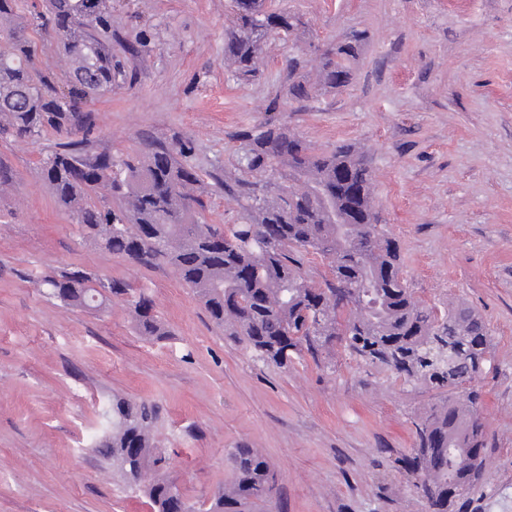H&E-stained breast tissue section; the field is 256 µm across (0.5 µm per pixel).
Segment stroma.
<instances>
[{"label": "stroma", "instance_id": "35a3bbf8", "mask_svg": "<svg viewBox=\"0 0 512 512\" xmlns=\"http://www.w3.org/2000/svg\"><path fill=\"white\" fill-rule=\"evenodd\" d=\"M291 4L309 23L300 45L367 36L349 89L318 91L301 112L285 100L269 107L287 82L279 40L265 42L256 78L225 73L230 0H115L112 51L133 80L92 104L89 150L117 156L143 131L180 134L208 174L239 131L264 122L318 150L361 148L414 297L465 301L490 329V360L473 382L490 443L477 506L512 512V0ZM54 142L0 141L16 174L0 194V512H153L90 447L116 394L162 405L170 473L192 500L228 479L226 452L246 443L275 472L270 512H426L398 460L435 393L341 351L332 371L308 358L285 369L254 361L170 268L83 239L41 176ZM52 268L145 290L169 338L138 336L120 297L102 312L46 300L37 280Z\"/></svg>", "mask_w": 512, "mask_h": 512}]
</instances>
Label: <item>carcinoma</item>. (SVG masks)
Returning a JSON list of instances; mask_svg holds the SVG:
<instances>
[{
    "instance_id": "obj_1",
    "label": "carcinoma",
    "mask_w": 512,
    "mask_h": 512,
    "mask_svg": "<svg viewBox=\"0 0 512 512\" xmlns=\"http://www.w3.org/2000/svg\"><path fill=\"white\" fill-rule=\"evenodd\" d=\"M303 15L275 0H234L224 28V68L236 81L260 71L261 43L305 31ZM40 29L70 68L58 78L35 66L30 32ZM366 35L313 48L317 81L301 79L308 53L295 46L285 60L288 100L305 102L317 88L342 90ZM127 78L112 65V0H0V140L48 134L62 141L41 160L43 180L87 241L145 267H170L203 304L224 335L255 360L286 368L308 352L330 365L336 343L360 362L403 384L438 391L439 402L415 421V446L401 463L428 483L429 512H462L484 489L488 442L480 393L468 384L490 347L482 317L457 302L439 313L415 300L401 277L397 241L379 224L372 173L349 143L316 152L286 127L265 122L241 131L224 163L210 173L238 206L230 224H203L195 194L202 176L193 142L144 134L119 157L88 152L95 127L85 107ZM327 261L324 285L309 278L310 257ZM43 295L81 311L99 310L123 295L139 336L162 341L169 330L152 301L127 284L82 270L38 281ZM161 407L114 396L99 413L92 448L155 512H200L167 471L157 438ZM227 460L231 479L205 498V512H263L276 493L269 461L238 444Z\"/></svg>"
}]
</instances>
